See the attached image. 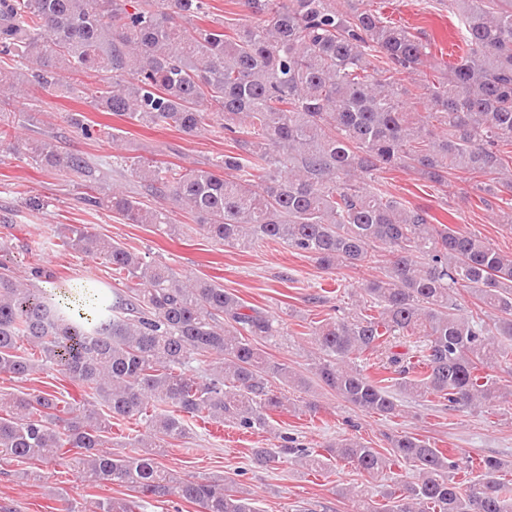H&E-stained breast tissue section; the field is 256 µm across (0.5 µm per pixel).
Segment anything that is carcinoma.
<instances>
[{
  "label": "carcinoma",
  "mask_w": 512,
  "mask_h": 512,
  "mask_svg": "<svg viewBox=\"0 0 512 512\" xmlns=\"http://www.w3.org/2000/svg\"><path fill=\"white\" fill-rule=\"evenodd\" d=\"M251 20L213 19L206 0H0V105L27 100L18 124L0 125V149L83 188L81 200L105 206L130 224L167 236L203 232L230 248L280 244L333 273L373 257L382 275L360 288L361 307L310 325L322 353L318 381L355 407L385 417L401 411L399 395L448 401L452 410H494L504 394L481 375L512 351V255L463 234L423 207L394 197L377 172L401 170L439 186L459 175L512 208V0H448L465 49L437 79L409 80L426 66L427 44L405 26L356 0H243ZM134 124L186 135L210 129L233 150L204 167L153 159L115 164L138 188L101 193V177L82 153L64 151L56 135L23 138L37 98L76 95ZM63 122L94 131L73 114ZM160 198L173 209L154 208ZM190 216L177 224L173 212ZM62 247L112 264L125 284L102 292L65 284L54 272H15L0 244V375L26 379L56 373L80 386L78 407L53 390H0V457L48 464L75 450L89 485L126 486L145 497L178 495L201 512H255L243 490L199 477L177 480L157 461L189 423L229 422L264 430L288 397L272 381L307 391L309 381L259 347L284 335L278 320L248 306L214 281L179 273L84 224H64ZM475 299L460 313L463 293ZM422 339V370L410 371L391 338ZM387 354L394 385L355 363ZM203 375L192 374V363ZM145 427L142 452L108 450L112 420ZM389 455L354 438L328 446L329 457L381 474L400 459L417 472L378 504L349 493L353 512H512V482L503 464L480 461L481 474L459 480L458 462L408 432L388 437ZM282 452L317 470L325 461L288 441ZM280 452V453H282ZM280 453L252 452L274 469ZM91 512H135V501L98 498Z\"/></svg>",
  "instance_id": "cac0c4a2"
}]
</instances>
